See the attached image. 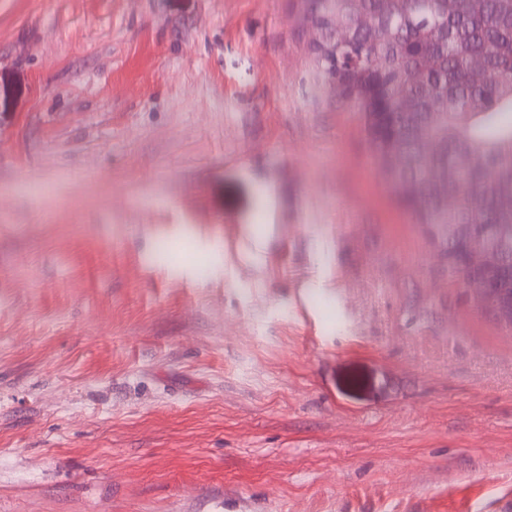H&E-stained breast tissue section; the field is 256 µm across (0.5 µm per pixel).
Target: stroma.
Wrapping results in <instances>:
<instances>
[{
    "instance_id": "1",
    "label": "stroma",
    "mask_w": 512,
    "mask_h": 512,
    "mask_svg": "<svg viewBox=\"0 0 512 512\" xmlns=\"http://www.w3.org/2000/svg\"><path fill=\"white\" fill-rule=\"evenodd\" d=\"M298 0H0V512H497L512 330Z\"/></svg>"
}]
</instances>
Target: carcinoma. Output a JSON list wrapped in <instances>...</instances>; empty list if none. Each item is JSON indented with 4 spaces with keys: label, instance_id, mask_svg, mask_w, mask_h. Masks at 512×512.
<instances>
[{
    "label": "carcinoma",
    "instance_id": "obj_1",
    "mask_svg": "<svg viewBox=\"0 0 512 512\" xmlns=\"http://www.w3.org/2000/svg\"><path fill=\"white\" fill-rule=\"evenodd\" d=\"M361 12L375 17L380 26L395 32L394 42L382 45L375 28H357L349 46L336 51H313L322 72L331 68L364 69L378 59L395 75L416 65L425 54L440 60L430 79L449 93L451 103L441 123L430 128L437 143L434 175H453L462 197L460 209L448 215L450 224H475L480 234L512 245V228L501 224L500 198L512 194V0H485L473 9L468 0L446 13L439 0H359ZM300 11L308 25H317L331 41L329 18L344 11L341 0H301ZM432 25L442 29L435 43L423 38ZM485 61L488 80L472 83L470 58ZM425 107L393 113V131L402 139L405 164L393 171V190L406 193L425 177L419 163L423 142L416 129L423 123ZM436 199H424L413 211L418 223L428 224Z\"/></svg>",
    "mask_w": 512,
    "mask_h": 512
}]
</instances>
